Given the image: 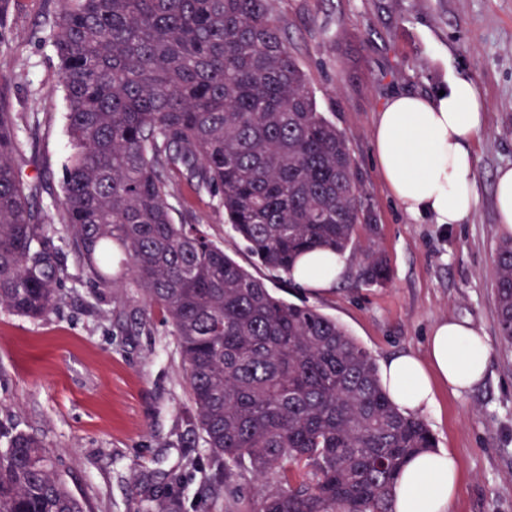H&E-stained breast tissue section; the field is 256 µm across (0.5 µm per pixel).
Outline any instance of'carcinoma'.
<instances>
[{"instance_id":"obj_1","label":"carcinoma","mask_w":512,"mask_h":512,"mask_svg":"<svg viewBox=\"0 0 512 512\" xmlns=\"http://www.w3.org/2000/svg\"><path fill=\"white\" fill-rule=\"evenodd\" d=\"M45 19L67 101L58 216L15 163L0 82V308L50 313L65 277L54 220L97 283L130 276L175 336L192 417L224 459L274 477L250 512H394L395 481L436 447L402 413L371 354L336 320L273 295L195 224L174 222L172 181L218 198L268 270L344 253L377 225L346 134L318 110L273 0H59ZM121 255L114 261V254ZM119 265L120 275L113 273ZM388 278L363 252L362 285ZM499 339L512 347V237L495 257ZM0 512H88L44 440L0 430Z\"/></svg>"}]
</instances>
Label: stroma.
<instances>
[{"label": "stroma", "mask_w": 512, "mask_h": 512, "mask_svg": "<svg viewBox=\"0 0 512 512\" xmlns=\"http://www.w3.org/2000/svg\"><path fill=\"white\" fill-rule=\"evenodd\" d=\"M57 0H12L0 45V79L18 116L17 158L38 203L62 196L70 148L66 102L52 38L40 22ZM274 17L305 71L319 111L345 132L358 184L376 216L375 238L345 254L325 293L260 265L209 196L172 184L179 222L198 224L278 297L336 319L376 362L425 356L434 324L466 319L491 347L484 380L457 396L437 390L423 419L438 447L460 462L452 512H512V351L501 347L493 288L495 249L504 234L495 208L498 169L512 164V0H274ZM472 77L486 124L472 144L478 206L467 223L435 224L405 213L384 183L372 131L397 93L437 97L458 76ZM40 120L37 137L28 126ZM55 245L67 276L45 318L0 309V425L42 437L56 472L92 512H244L263 488L252 470L239 476V500L212 489L223 467L191 421L185 371L174 336L139 288H106L70 251ZM387 258L384 284L358 282L362 250Z\"/></svg>", "instance_id": "1"}]
</instances>
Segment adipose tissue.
<instances>
[{"mask_svg": "<svg viewBox=\"0 0 512 512\" xmlns=\"http://www.w3.org/2000/svg\"><path fill=\"white\" fill-rule=\"evenodd\" d=\"M485 123V104L477 83L456 78L443 96L389 98L373 131L380 174L403 211L426 215L437 224H463L479 203L474 178L473 140ZM342 255L315 251L300 258L291 277L317 292L338 279ZM427 357L406 354L383 364L381 381L391 401L407 414H423L436 403L438 385L461 394L479 384L488 368L490 345L465 320L434 325ZM460 477L457 456L432 450L411 459L395 488L396 512H451Z\"/></svg>", "mask_w": 512, "mask_h": 512, "instance_id": "ef3b65f1", "label": "adipose tissue"}]
</instances>
